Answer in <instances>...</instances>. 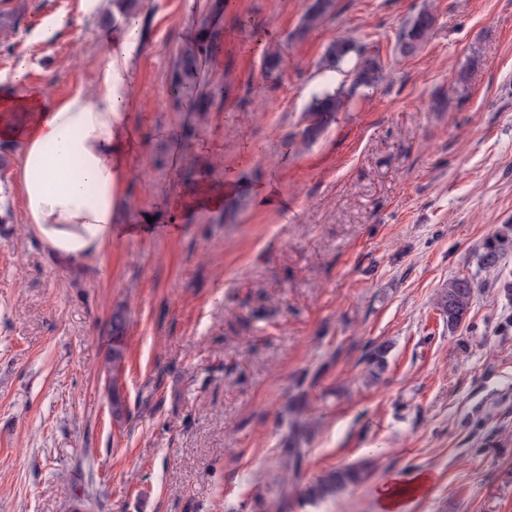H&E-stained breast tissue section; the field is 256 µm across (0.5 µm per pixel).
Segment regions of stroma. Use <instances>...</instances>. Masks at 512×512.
<instances>
[{
  "mask_svg": "<svg viewBox=\"0 0 512 512\" xmlns=\"http://www.w3.org/2000/svg\"><path fill=\"white\" fill-rule=\"evenodd\" d=\"M144 0L118 185L129 237L59 260L23 223L16 146L0 141V512H277L283 406L305 391L304 480L367 463L369 475L287 512H382L378 489L430 476L409 512H512V0ZM436 24L411 55L400 31ZM111 26L81 0H0V78L27 61L59 100L89 83ZM219 45L192 100L171 63L189 30ZM355 46L320 65L338 38ZM282 57L268 77L266 48ZM383 80L353 89L359 49ZM223 88V96L213 88ZM351 90L313 144L314 95ZM234 184L216 211L173 199L203 173ZM276 193L258 199L260 187ZM473 300L448 328L450 279ZM127 317L128 415L112 417L104 371L115 310ZM388 348L380 379L365 349ZM354 50V46L348 40L338 38L329 43L325 48L324 54L321 57V65L329 70L339 68ZM512 246V241L507 237H495L488 240L483 247L481 254V263L486 268L495 267L501 254ZM473 287L466 277H457L448 282L440 293L436 306L441 311L448 328H455L471 307Z\"/></svg>",
  "mask_w": 512,
  "mask_h": 512,
  "instance_id": "1",
  "label": "stroma"
}]
</instances>
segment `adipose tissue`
<instances>
[{
	"instance_id": "adipose-tissue-1",
	"label": "adipose tissue",
	"mask_w": 512,
	"mask_h": 512,
	"mask_svg": "<svg viewBox=\"0 0 512 512\" xmlns=\"http://www.w3.org/2000/svg\"><path fill=\"white\" fill-rule=\"evenodd\" d=\"M137 37V23L128 24L125 39L109 44L91 86L63 99L48 100L29 83L24 61L0 88V140L19 147L23 221L66 259L112 240L116 185L134 148L124 115L126 59Z\"/></svg>"
}]
</instances>
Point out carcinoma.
Masks as SVG:
<instances>
[{"label": "carcinoma", "instance_id": "1", "mask_svg": "<svg viewBox=\"0 0 512 512\" xmlns=\"http://www.w3.org/2000/svg\"><path fill=\"white\" fill-rule=\"evenodd\" d=\"M142 0H112V15L125 19L139 14ZM334 0H312L303 18L306 27L319 23L333 8ZM435 23L434 15L425 10L416 21L403 28L399 34L402 52L406 55L414 53L428 38ZM354 46L346 39L338 38L329 43L321 57V65L325 69L334 70L341 66ZM207 47L201 44H187L182 47L174 61L172 80L173 93L177 96H190L200 82L201 60ZM383 79V67L379 54H368L367 62L355 69L354 79L349 91L341 89L315 96L306 108L310 123L301 131L302 140L315 141L324 131V117L339 111L350 96L360 87L371 88ZM512 246V240L506 236L488 240L483 247L481 263L486 268H492L498 263L501 254ZM473 287L466 277H457L448 282V286L440 293L436 306L441 311L443 320L448 328H455L471 307ZM127 321L120 310L112 314V350L106 359L105 370L111 374L109 383L112 388V415L121 421L126 415V406L121 396L119 382L122 377L125 362ZM387 347L379 345L366 353L364 360L368 366L369 378L378 379L384 371ZM288 417L289 435L286 448L283 449L282 466L291 473V479L297 481L301 477L304 451L302 442L307 440V422L300 419L301 407L296 400L290 399L284 407ZM364 478V471L359 467H347L331 470L309 484L306 495L311 499L334 497L350 485L358 484Z\"/></svg>", "mask_w": 512, "mask_h": 512}]
</instances>
